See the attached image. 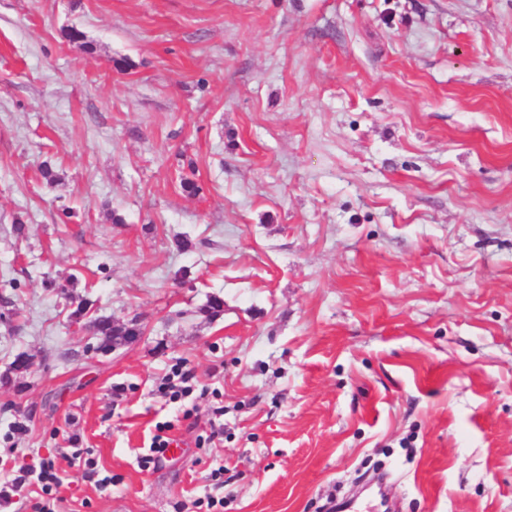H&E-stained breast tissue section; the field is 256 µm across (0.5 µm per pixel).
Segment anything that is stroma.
<instances>
[{
  "label": "stroma",
  "instance_id": "obj_1",
  "mask_svg": "<svg viewBox=\"0 0 512 512\" xmlns=\"http://www.w3.org/2000/svg\"><path fill=\"white\" fill-rule=\"evenodd\" d=\"M21 352L0 512H512V0H0ZM93 302L87 298H79L76 309L72 316L74 320H82L90 326L93 336H96L98 349H108L112 343V336H140L142 331L135 326L128 327V325L139 324L137 320H131L126 326H118L112 324V320L108 317H97L89 322H84V318L88 311L93 306ZM140 325V324H139Z\"/></svg>",
  "mask_w": 512,
  "mask_h": 512
}]
</instances>
